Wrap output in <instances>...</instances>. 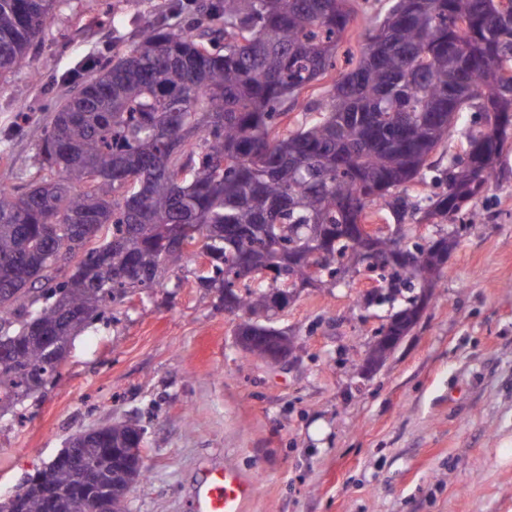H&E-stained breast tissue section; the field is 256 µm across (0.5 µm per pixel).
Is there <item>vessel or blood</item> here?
Here are the masks:
<instances>
[{
  "mask_svg": "<svg viewBox=\"0 0 512 512\" xmlns=\"http://www.w3.org/2000/svg\"><path fill=\"white\" fill-rule=\"evenodd\" d=\"M255 487L232 466L212 468L194 489L195 512H243Z\"/></svg>",
  "mask_w": 512,
  "mask_h": 512,
  "instance_id": "b4317fda",
  "label": "vessel or blood"
}]
</instances>
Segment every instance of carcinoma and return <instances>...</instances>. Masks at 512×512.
<instances>
[{
    "label": "carcinoma",
    "instance_id": "carcinoma-1",
    "mask_svg": "<svg viewBox=\"0 0 512 512\" xmlns=\"http://www.w3.org/2000/svg\"><path fill=\"white\" fill-rule=\"evenodd\" d=\"M55 2L0 0V76L26 61ZM199 12L194 30L150 26L92 72L44 132L42 176L22 194L0 184V414L59 375L71 339L195 248L200 287L232 293L236 335L260 359L288 281L315 267L316 287L333 286L349 255L364 266L351 275L383 290L371 303L420 289L376 332L406 335L444 277L448 239L391 261L398 239L363 250L346 227L384 211L398 224L448 220L484 193L512 139V0H387L339 73L355 0H203ZM293 110L308 118L280 130ZM465 112L482 129L436 173L430 157ZM315 227L332 242L325 255ZM140 427L115 420L81 442L109 512H129L147 467L106 449ZM77 483L63 468L49 487L30 475L0 512H45L49 498L54 512H90Z\"/></svg>",
    "mask_w": 512,
    "mask_h": 512
}]
</instances>
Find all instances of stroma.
<instances>
[{
	"label": "stroma",
	"mask_w": 512,
	"mask_h": 512,
	"mask_svg": "<svg viewBox=\"0 0 512 512\" xmlns=\"http://www.w3.org/2000/svg\"><path fill=\"white\" fill-rule=\"evenodd\" d=\"M199 0H56L28 59L0 78V183L26 190L63 97L144 27L187 28ZM445 221L455 245L417 323L380 367L356 365L401 301L365 305L367 274L300 290L273 317L297 337L272 366L199 288L189 254L115 322L73 342L59 377L0 417V498L69 438L134 416L148 479L130 512H192L203 469L256 489L244 512H512V141L487 190Z\"/></svg>",
	"instance_id": "1"
}]
</instances>
